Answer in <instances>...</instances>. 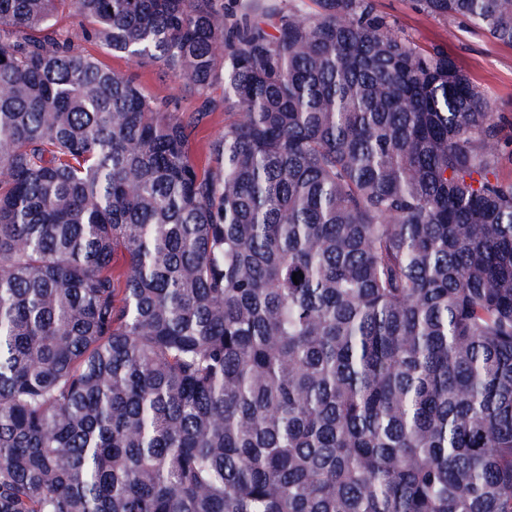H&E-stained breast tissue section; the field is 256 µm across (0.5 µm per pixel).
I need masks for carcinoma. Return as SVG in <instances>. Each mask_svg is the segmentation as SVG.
<instances>
[{
  "instance_id": "1",
  "label": "carcinoma",
  "mask_w": 512,
  "mask_h": 512,
  "mask_svg": "<svg viewBox=\"0 0 512 512\" xmlns=\"http://www.w3.org/2000/svg\"><path fill=\"white\" fill-rule=\"evenodd\" d=\"M508 166L373 0H0V512H512ZM80 49L100 60L105 66L120 70L132 76L151 95L168 99L170 109L174 112L189 114L195 112L201 100L182 88L174 75L154 63H135L124 57L112 56L105 52L98 44L91 41L77 40ZM222 131H224V109H218L206 117L192 138L191 152L197 162L204 163L208 141Z\"/></svg>"
}]
</instances>
